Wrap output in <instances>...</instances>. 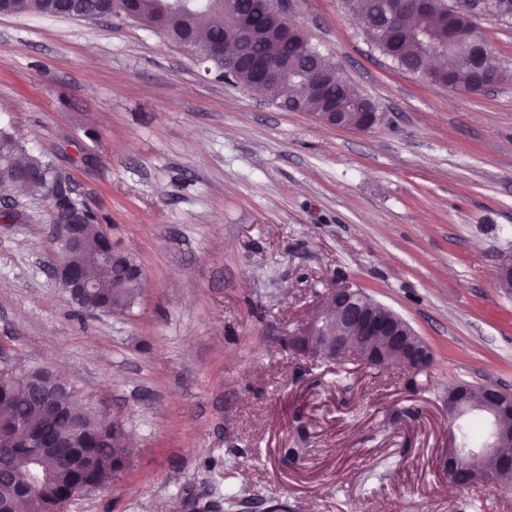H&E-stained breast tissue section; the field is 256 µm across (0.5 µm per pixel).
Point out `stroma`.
Masks as SVG:
<instances>
[{"label":"stroma","mask_w":512,"mask_h":512,"mask_svg":"<svg viewBox=\"0 0 512 512\" xmlns=\"http://www.w3.org/2000/svg\"><path fill=\"white\" fill-rule=\"evenodd\" d=\"M288 4L374 127L279 110L121 16L0 15V116L143 273L131 312L80 320L47 201L0 227V349L134 443L66 512H512V480L455 489L447 471L449 388L512 395V19L479 23L503 80L462 94L398 70L342 0ZM334 288L407 320L432 364L294 355Z\"/></svg>","instance_id":"stroma-1"}]
</instances>
